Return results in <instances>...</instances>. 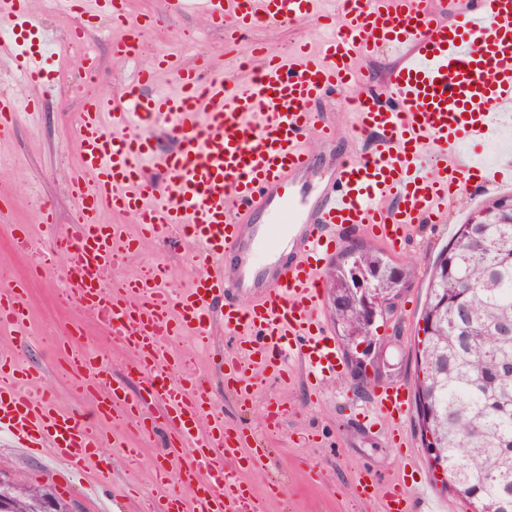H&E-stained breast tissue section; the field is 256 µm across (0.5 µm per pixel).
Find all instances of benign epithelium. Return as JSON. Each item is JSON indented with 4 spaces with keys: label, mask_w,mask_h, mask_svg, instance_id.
I'll return each mask as SVG.
<instances>
[{
    "label": "benign epithelium",
    "mask_w": 512,
    "mask_h": 512,
    "mask_svg": "<svg viewBox=\"0 0 512 512\" xmlns=\"http://www.w3.org/2000/svg\"><path fill=\"white\" fill-rule=\"evenodd\" d=\"M354 280L348 281V287L336 295L328 296L331 309L347 311L356 308L360 312L361 328H344L342 335L347 344L355 347L369 345L373 329L379 318L389 315L400 297L407 280L395 273L401 281L399 288H385L375 274L353 273ZM0 485L7 490L0 492V512H62V507L47 491H34L19 482H5Z\"/></svg>",
    "instance_id": "obj_1"
}]
</instances>
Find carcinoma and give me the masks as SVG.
Here are the masks:
<instances>
[{"mask_svg":"<svg viewBox=\"0 0 512 512\" xmlns=\"http://www.w3.org/2000/svg\"><path fill=\"white\" fill-rule=\"evenodd\" d=\"M500 196L471 215L486 213L481 224L464 223L443 249L429 280L421 319L425 346L436 370L417 379V400L434 411L442 482L461 477L468 489L512 512V377L501 375L512 357V340L489 336L480 326L512 321V209ZM378 268L392 275L395 266L379 250L350 245L324 277L331 295L343 285L350 267Z\"/></svg>","mask_w":512,"mask_h":512,"instance_id":"1","label":"carcinoma"}]
</instances>
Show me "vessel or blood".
Masks as SVG:
<instances>
[{
	"mask_svg": "<svg viewBox=\"0 0 512 512\" xmlns=\"http://www.w3.org/2000/svg\"><path fill=\"white\" fill-rule=\"evenodd\" d=\"M319 0H168L171 12L201 6L213 21L232 20L247 35L258 26H279L322 17L329 33L319 52L297 48L293 61L254 49L249 80L228 85L208 58L185 65L172 53L140 71L119 100L88 99L79 116L77 164L69 192L78 218L55 220L50 199L39 203L53 251L82 256V268L64 277L78 305L107 327L134 354L148 398L134 397L112 381L94 352L58 338L54 348L87 382L98 424L83 411L64 410L31 388L36 377L18 371L0 353V431L20 445L82 470L112 440L101 419H122L151 434L165 422L172 438L154 468L193 480L192 500L174 490L158 498V512H261L238 473L244 462V433L230 431L213 411L199 378L173 379L179 360L169 344L183 328L205 334L216 315L232 337L218 369L225 389L243 401L254 392L248 375L261 366L279 381L289 378L288 361H304L315 381L341 370L335 345L324 330L322 270L337 246L340 227H363L374 240L399 248L411 225L440 217L448 199L472 179L496 180L498 173L475 155L501 127L512 124V0H452L453 24L438 22L424 0H335L319 13ZM71 13L121 25L114 53L131 58L143 48L146 26L131 19L115 0H67ZM0 17L13 30L0 42V55L15 58L26 81L51 80L50 43L40 37L28 0H0ZM407 49L385 86L357 92L356 132L375 137L373 149L344 157L316 194L298 183L315 158L309 139L334 143L332 125L318 123L312 102L344 92L354 78V61L378 47ZM170 73L179 91L145 93L157 72ZM32 97L0 95V139L21 114L38 111ZM166 123L177 141L164 155V181L148 173L154 149L140 127ZM134 216L127 225L105 224L103 212ZM266 223H253L255 212ZM180 236L198 244L200 272L192 287L171 293L166 265L141 275L107 279L108 270L134 253L141 239ZM291 240L290 260H273L279 239ZM237 257L225 269V253ZM252 296L248 305L237 295ZM0 328L16 336L28 329L23 283L7 278L0 290ZM156 399L153 415L148 399ZM369 406L401 426L410 410L406 385L382 386ZM361 494L379 501L382 512H446L440 499L420 487L409 492L406 477L387 484L366 474Z\"/></svg>",
	"mask_w": 512,
	"mask_h": 512,
	"instance_id": "b4317fda",
	"label": "vessel or blood"
}]
</instances>
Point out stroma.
Returning a JSON list of instances; mask_svg holds the SVG:
<instances>
[{
  "mask_svg": "<svg viewBox=\"0 0 512 512\" xmlns=\"http://www.w3.org/2000/svg\"><path fill=\"white\" fill-rule=\"evenodd\" d=\"M31 8L41 19V27L59 55L58 76L50 86H26L25 94L43 100V111L24 116L10 138L0 141V185L12 197L6 224H0V268L10 269L27 279L30 320L27 335L14 336L0 330V349L18 353L19 367L40 376L39 386L62 409L89 407L91 398L73 379L68 367L58 362L52 346L65 330L81 335L87 349L107 357L115 381L126 385L131 395L144 394V378L134 372L133 354L114 339L77 304L61 301L58 284L63 277L65 257L53 255L52 263L40 277L29 275L30 257L10 246L12 225L27 226L32 239L44 242L46 234L40 223L38 204L52 199L58 225L71 224L78 209L67 187V177L76 164V136L73 118L83 110L86 99L113 96L136 80L139 71L161 52L176 53L184 62L201 54L223 65L225 77L246 80L239 64L249 54L247 44L225 47L223 27L206 20L200 9L182 14L169 11L167 0H126L125 10L131 18H150L144 48L137 58L119 59L112 51V39L120 38V28L111 37L90 31L88 41L94 46L99 80L88 85L83 81L85 65L82 54L70 48L69 36L75 25L72 17L53 8L50 0H32ZM323 37L314 21H304L280 28L258 27L255 41L265 43L275 53H290L293 45L306 42L318 47ZM319 121L334 125L336 141L324 144L311 140L309 148L318 163L312 189L326 183L327 175L342 152L367 149L368 140L353 136L356 117L349 112L343 95L327 97L312 107ZM512 192V180L468 186L449 203L441 219L419 224L412 230L405 248L390 252L391 261L401 268H412L413 275L396 303L392 316L379 323L374 347L363 364H355L356 351L338 340L329 305H322L321 319L329 336L335 337L343 368L336 378L316 383L308 378L301 361L288 364L291 378L281 384L262 370H253L259 384L255 398L237 399L224 388L215 372L213 358L224 351L223 326H215L208 337L187 333L175 337L170 347L180 358L177 374L189 373L208 381L215 401V411L226 426L244 430L249 445L263 448L261 461L243 468L241 479L250 486L253 496L262 502L264 512H376L374 505L358 495L356 479L362 472L375 474L378 480L397 477L402 470L400 450L396 447L385 422L368 425L364 421V404L372 391L383 385H414L417 373L415 338L427 296L433 263L448 245L469 209ZM191 248L164 240H143L135 257L117 267L115 276L133 275L155 261L166 262L171 269L170 287L182 292L190 288L199 270ZM287 407L279 428L266 429L264 411L268 400ZM116 446L103 449L102 458L112 469L110 484H93L90 474L60 471L50 458L37 456L19 448L8 435L0 433V478L14 479L35 488L49 489L68 512H153L160 489L156 485L153 463L168 446L166 429L148 437L138 436L126 422H108ZM136 440L141 453L128 462L119 445ZM284 491L274 494L272 484Z\"/></svg>",
  "mask_w": 512,
  "mask_h": 512,
  "instance_id": "1",
  "label": "stroma"
}]
</instances>
